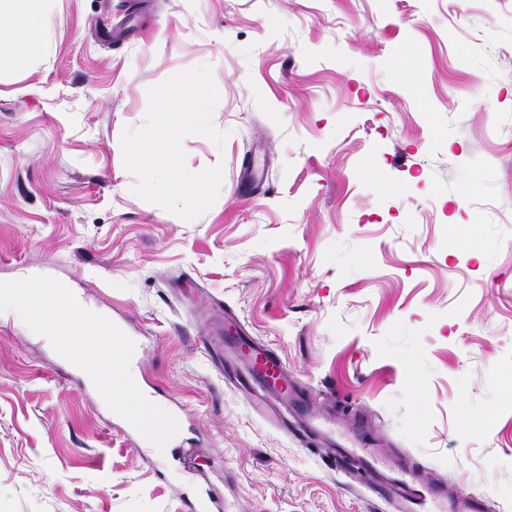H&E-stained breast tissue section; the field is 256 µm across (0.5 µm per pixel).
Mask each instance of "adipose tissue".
Instances as JSON below:
<instances>
[{
  "label": "adipose tissue",
  "mask_w": 512,
  "mask_h": 512,
  "mask_svg": "<svg viewBox=\"0 0 512 512\" xmlns=\"http://www.w3.org/2000/svg\"><path fill=\"white\" fill-rule=\"evenodd\" d=\"M54 0H0V58L23 61L42 47Z\"/></svg>",
  "instance_id": "adipose-tissue-1"
}]
</instances>
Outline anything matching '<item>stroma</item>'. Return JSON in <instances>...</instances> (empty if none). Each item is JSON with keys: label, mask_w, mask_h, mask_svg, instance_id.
I'll return each instance as SVG.
<instances>
[{"label": "stroma", "mask_w": 512, "mask_h": 512, "mask_svg": "<svg viewBox=\"0 0 512 512\" xmlns=\"http://www.w3.org/2000/svg\"><path fill=\"white\" fill-rule=\"evenodd\" d=\"M32 273L148 337L197 476L0 312V512H389L224 381L227 307L315 414L512 512V0H55L0 60V281Z\"/></svg>", "instance_id": "obj_1"}]
</instances>
